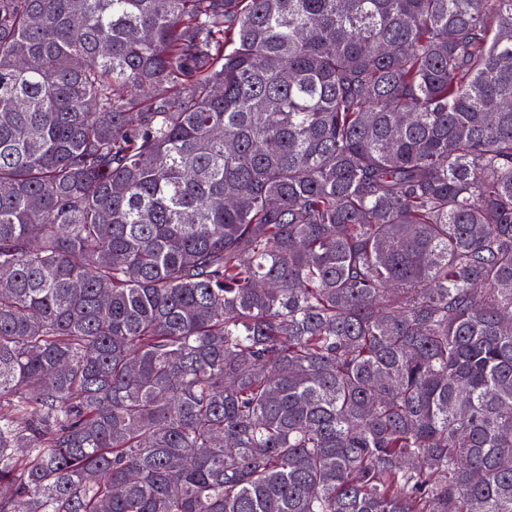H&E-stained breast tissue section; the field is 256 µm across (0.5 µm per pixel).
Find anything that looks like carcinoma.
Returning <instances> with one entry per match:
<instances>
[{"mask_svg":"<svg viewBox=\"0 0 512 512\" xmlns=\"http://www.w3.org/2000/svg\"><path fill=\"white\" fill-rule=\"evenodd\" d=\"M0 512H512V0H0Z\"/></svg>","mask_w":512,"mask_h":512,"instance_id":"carcinoma-1","label":"carcinoma"}]
</instances>
